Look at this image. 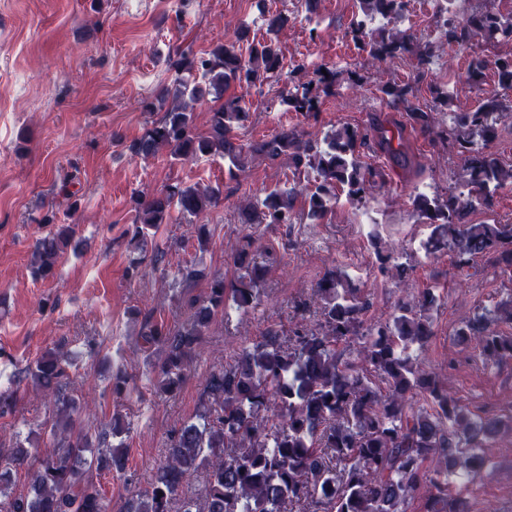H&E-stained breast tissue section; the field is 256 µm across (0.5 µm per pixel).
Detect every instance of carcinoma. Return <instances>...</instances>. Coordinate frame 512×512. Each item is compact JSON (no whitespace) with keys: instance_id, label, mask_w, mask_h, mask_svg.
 I'll return each mask as SVG.
<instances>
[{"instance_id":"carcinoma-1","label":"carcinoma","mask_w":512,"mask_h":512,"mask_svg":"<svg viewBox=\"0 0 512 512\" xmlns=\"http://www.w3.org/2000/svg\"><path fill=\"white\" fill-rule=\"evenodd\" d=\"M363 19L350 35L357 49L373 58L416 52L417 80L433 63L432 45H421L411 32L393 33L387 24L405 17L407 0H356ZM382 22L372 25L376 18ZM435 33L448 50L457 51L480 36L488 42L512 40V13L477 11L460 20L440 3ZM288 18H266L267 36L248 41L241 26L231 41L215 44L207 57L195 59L181 51L172 61L176 87L161 96L164 115L151 123L132 145L144 158L166 149L171 160L199 157L228 159L229 177L246 168L255 157L288 161L293 176L303 178L275 187L247 203L248 224H291L297 199L304 216L321 224L340 200L360 204L371 184L384 180L382 170L365 166L358 148L368 134L342 125L323 141L305 139L283 128L255 144L245 145L233 134L234 125L246 121L244 96L224 98L235 86L249 90L265 81H280L279 30ZM492 70L498 86L512 90V56L472 58L469 78L480 84ZM336 72L318 70L315 78L289 82L280 90V102L289 112L307 118L319 114L322 97L335 94ZM386 104L406 113L414 129L430 141L452 140L465 155L467 179L441 197L416 193L413 214L426 227L421 247L428 255L446 250L462 264L486 255L503 271L512 272V223L467 220L478 207L489 204L497 191L512 185V165L505 167L487 151L499 136V126L512 114L495 95L483 99L470 112L449 113L450 127L435 125L432 111L414 102L411 84L382 88ZM212 95L224 102L209 112L208 128L197 131L194 104ZM404 126L390 137L380 131L379 147L398 162L408 158L393 140L403 141ZM224 199L221 187L171 183L158 193L136 197V220L130 244L151 252L157 268L164 251L148 246L150 231L178 218L194 225L199 245L208 244L210 232L195 219ZM36 240L32 253L36 273L54 274L65 246L73 236L70 224H53ZM380 271L402 283L407 266L384 250L379 237L371 239ZM237 278L225 282L213 275L205 296L188 301L187 327L171 330L153 313L142 316L143 344L163 348L164 357L152 366L155 391L175 396L181 389L202 336L214 316L235 310L247 313L257 300V283L264 268L241 248L236 257ZM440 296L426 288L406 292L391 318L362 330L368 303L350 287L348 273L338 265L317 281L313 303L321 323L316 330L296 328L283 340L270 329L262 339L240 347L231 362L210 371L204 379V410L200 423L185 424L172 439L165 463L143 494L130 497L125 512H171L184 478L202 472L201 502L189 500L181 512H406L422 487L428 489L425 512H469L470 485L493 464L488 440L512 429V416L479 415L462 405L439 376L419 361L418 352L434 336L433 312ZM512 324V297L492 307H481L457 331L458 342L473 348L487 361L512 359V336L495 329ZM70 367L68 353L49 349L27 364L24 378L31 380L55 407L50 436L56 451L31 458L21 443L0 455V512H112L109 501L84 471L123 474L126 471L129 426L113 419L111 432L93 436L73 432L77 400L66 391ZM112 395L130 392L129 376L118 370L110 377ZM437 459L429 468L425 463ZM30 472V491L8 496L12 470ZM455 488L448 497L449 488Z\"/></svg>"}]
</instances>
